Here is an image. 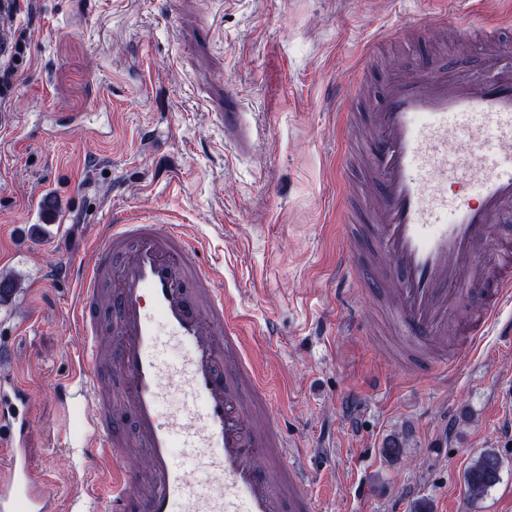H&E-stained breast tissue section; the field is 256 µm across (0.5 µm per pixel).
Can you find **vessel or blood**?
Wrapping results in <instances>:
<instances>
[{
	"label": "vessel or blood",
	"instance_id": "1",
	"mask_svg": "<svg viewBox=\"0 0 512 512\" xmlns=\"http://www.w3.org/2000/svg\"><path fill=\"white\" fill-rule=\"evenodd\" d=\"M482 3L461 0L453 23L482 51V82L451 55L396 68L361 120L336 91V274L359 284L340 321L375 312L388 348L411 347L446 373L487 337L512 345V235L494 233L512 212V48L478 22ZM224 138L250 150L243 113H225ZM203 249L186 225L126 210L89 260L64 267L81 344L53 393L63 416L82 411L103 475L93 495L66 498L34 476L31 387L2 365L0 512H316L272 382ZM486 251L490 262L476 264ZM174 395L181 409L164 412Z\"/></svg>",
	"mask_w": 512,
	"mask_h": 512
}]
</instances>
